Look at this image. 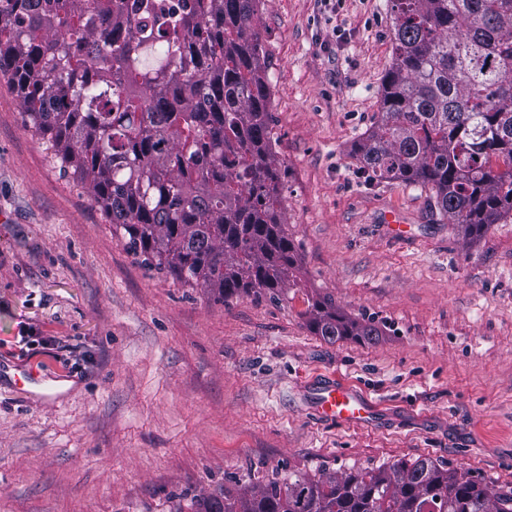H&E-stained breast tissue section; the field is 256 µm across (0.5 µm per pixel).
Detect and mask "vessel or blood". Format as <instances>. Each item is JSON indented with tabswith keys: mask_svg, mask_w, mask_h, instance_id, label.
<instances>
[{
	"mask_svg": "<svg viewBox=\"0 0 512 512\" xmlns=\"http://www.w3.org/2000/svg\"><path fill=\"white\" fill-rule=\"evenodd\" d=\"M312 409L319 419L347 427H368L375 422L373 402L335 378L325 380L315 388Z\"/></svg>",
	"mask_w": 512,
	"mask_h": 512,
	"instance_id": "1",
	"label": "vessel or blood"
}]
</instances>
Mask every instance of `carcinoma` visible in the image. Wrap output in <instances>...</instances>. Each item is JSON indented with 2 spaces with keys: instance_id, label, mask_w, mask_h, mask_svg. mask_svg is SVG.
Masks as SVG:
<instances>
[{
  "instance_id": "cac0c4a2",
  "label": "carcinoma",
  "mask_w": 512,
  "mask_h": 512,
  "mask_svg": "<svg viewBox=\"0 0 512 512\" xmlns=\"http://www.w3.org/2000/svg\"><path fill=\"white\" fill-rule=\"evenodd\" d=\"M260 2L0 0V73L61 167L142 263L224 301H279L300 264ZM391 16L392 65L355 155L478 238L512 213V0H391ZM301 317L330 342L379 335L327 296ZM229 482L195 512H512V491L421 458Z\"/></svg>"
}]
</instances>
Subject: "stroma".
I'll use <instances>...</instances> for the list:
<instances>
[{"mask_svg": "<svg viewBox=\"0 0 512 512\" xmlns=\"http://www.w3.org/2000/svg\"><path fill=\"white\" fill-rule=\"evenodd\" d=\"M389 0H261L298 285L217 301L130 254L0 75V512H176L247 469L425 458L512 490V215L480 238L354 154L392 62ZM397 214L399 234L386 220ZM330 296L372 342L301 316ZM37 379L17 385L21 367ZM337 377L372 427L312 412Z\"/></svg>", "mask_w": 512, "mask_h": 512, "instance_id": "1", "label": "stroma"}]
</instances>
